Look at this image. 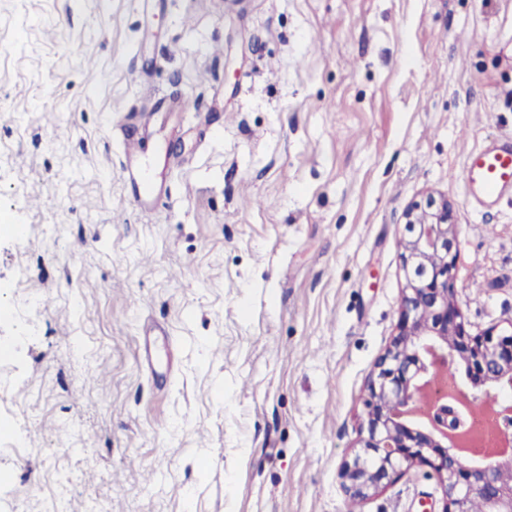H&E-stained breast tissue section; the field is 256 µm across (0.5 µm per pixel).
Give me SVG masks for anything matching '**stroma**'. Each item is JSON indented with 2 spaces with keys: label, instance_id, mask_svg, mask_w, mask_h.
<instances>
[{
  "label": "stroma",
  "instance_id": "1",
  "mask_svg": "<svg viewBox=\"0 0 512 512\" xmlns=\"http://www.w3.org/2000/svg\"><path fill=\"white\" fill-rule=\"evenodd\" d=\"M504 138L512 0H0V512H441L427 467L340 470L412 203L512 331V201L460 180ZM126 156L129 160L141 161L139 166L128 165L126 167V179L132 189V194L142 209H152L156 201L150 191L151 177L148 167L142 161L141 146L137 141H127Z\"/></svg>",
  "mask_w": 512,
  "mask_h": 512
}]
</instances>
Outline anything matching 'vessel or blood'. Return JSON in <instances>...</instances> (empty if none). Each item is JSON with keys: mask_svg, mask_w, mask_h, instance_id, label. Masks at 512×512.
I'll use <instances>...</instances> for the list:
<instances>
[{"mask_svg": "<svg viewBox=\"0 0 512 512\" xmlns=\"http://www.w3.org/2000/svg\"><path fill=\"white\" fill-rule=\"evenodd\" d=\"M126 156L131 164L126 168V179L142 209L155 205L151 194V177L146 165L141 164V146L131 140L126 144ZM470 202L478 208L498 204L512 196V140L486 145L471 152L461 173Z\"/></svg>", "mask_w": 512, "mask_h": 512, "instance_id": "1", "label": "vessel or blood"}]
</instances>
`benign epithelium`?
<instances>
[{
    "label": "benign epithelium",
    "mask_w": 512,
    "mask_h": 512,
    "mask_svg": "<svg viewBox=\"0 0 512 512\" xmlns=\"http://www.w3.org/2000/svg\"><path fill=\"white\" fill-rule=\"evenodd\" d=\"M403 238L407 279L399 304L398 335L376 363L358 441L359 451L341 471L346 492L365 499L398 475L401 468L425 466L441 487L442 512H468L479 497L485 512H512V491L497 472L512 468V456L467 461L454 446L464 433L457 398L429 406L421 416L427 375L456 362L464 365L470 386L459 391L475 404L490 388L512 378V334L473 336L454 301L456 225L448 200L426 197L406 213Z\"/></svg>",
    "instance_id": "7a95c632"
}]
</instances>
